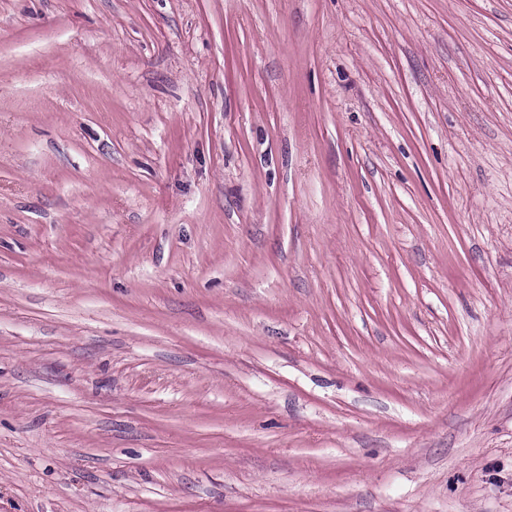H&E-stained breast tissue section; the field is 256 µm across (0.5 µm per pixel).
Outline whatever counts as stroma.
Listing matches in <instances>:
<instances>
[{"label": "stroma", "instance_id": "1", "mask_svg": "<svg viewBox=\"0 0 512 512\" xmlns=\"http://www.w3.org/2000/svg\"><path fill=\"white\" fill-rule=\"evenodd\" d=\"M0 512H512V0H0Z\"/></svg>", "mask_w": 512, "mask_h": 512}]
</instances>
